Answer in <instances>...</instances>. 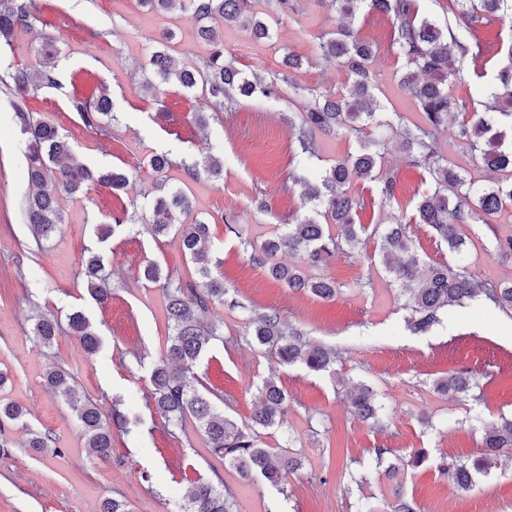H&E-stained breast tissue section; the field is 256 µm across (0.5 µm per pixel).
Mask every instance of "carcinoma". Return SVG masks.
<instances>
[{"label": "carcinoma", "instance_id": "carcinoma-1", "mask_svg": "<svg viewBox=\"0 0 512 512\" xmlns=\"http://www.w3.org/2000/svg\"><path fill=\"white\" fill-rule=\"evenodd\" d=\"M198 24V37L210 45V53L199 62L187 64L169 52L168 43L174 33L166 31L154 40L156 50L151 65L164 83H173L194 93H205L212 111L221 113L260 94L278 96L279 84L290 82L291 72L303 66V60L292 54L282 59L280 72L267 78L255 71H243L224 53L223 30L226 25L239 26L257 41H270L274 31L270 20L296 13L297 0H264L266 10L257 11V0H185ZM336 15L334 29L322 36L316 62L343 70L348 84L335 96L310 87H294L306 100L303 112L288 117L295 132L296 171L293 185L304 187L302 198L308 210L284 225L281 233L251 248L252 263L267 269L276 281L289 289L323 300L336 298L337 282L309 276L298 265H283L276 256L282 251L303 256L306 264L321 268L339 254H352L366 233L358 222L365 209L364 199L346 192V186L357 181L374 184L375 194L383 204L397 202V180L393 173L382 170L385 143L366 133V129L391 125L387 113L374 94L376 77L372 62L376 44L363 39L355 22L362 14L378 13L391 24L390 51L402 62L398 84L414 101L421 113L419 121L396 114L400 131L398 150L406 162L429 175L427 191L418 195L410 221L424 224L448 248L456 261L427 263L414 249L408 225L400 216L389 224H377L373 232L381 240L382 261L393 282L408 295L405 317L407 327L415 334L425 333L438 322L440 311L461 307L467 301L482 299L487 305L512 316V279L492 281L476 277L464 263L472 239L464 228L473 224H491V217L512 210V39L502 56L493 79L481 85L480 107H475L472 94L459 95L453 88L461 84L456 62L470 59L473 63L485 57L487 46L477 37L480 27L491 26L512 17V0H448V13L453 20L439 22L433 15L420 11L417 0H328ZM36 0H0V51L14 52L15 28L30 27L37 20ZM40 52L46 60L35 74L27 68L7 63L0 67V87L6 91L35 93L42 89H60L55 61L59 50L49 40L41 42ZM70 110L83 126L99 136L111 135L119 122L112 111V99L101 91L95 98L76 94L69 96ZM17 122L26 135L25 158L29 191L23 200V217L35 242L50 240L62 223L57 205L59 191L76 193L93 181L121 191L129 184L128 175L119 169L92 170L72 163L67 136L56 125L33 119L22 108L14 107ZM453 120L458 141L478 156L482 167L493 174L491 180L477 185L463 171L448 164L438 139V132ZM336 135L354 139L356 148L325 169L312 182L308 174L319 160L316 135ZM200 163L187 172L195 175L198 167L214 177H221L224 161L210 147H199ZM192 211V202L181 190L154 198L152 217L139 214L135 203L111 216L112 223L97 227L98 238L106 241L115 228L123 224L145 223L154 237L174 231L182 250L198 265L200 280L190 282L162 274L156 264L143 269L147 283H163L168 327L167 345L151 364V391L147 399L164 418L166 431L174 436L185 432L186 420H192L210 454L232 468L244 480H260L281 492L287 491L290 476L303 469L300 454L286 448H265L257 439V429H269L283 423L287 396L273 378L259 387V405L250 423L239 427L228 415L219 411L216 402L223 393L206 386L197 367L213 340L221 339L219 327L209 320L216 303L224 302L229 288L220 274L214 272L219 262L210 260L205 245L210 237L209 223L197 218L190 224L181 216ZM338 229L330 233L329 225ZM83 277L92 298L105 306L112 298L104 286L105 264L92 253L82 263ZM70 332L89 352L99 349L98 333L80 311L68 317ZM60 330L53 316L41 317L32 329L34 341L43 348L52 347ZM244 340L265 348L285 366L301 365L314 373H336L342 352L313 341L308 333L285 323L274 311L254 314L249 320ZM47 390L62 397L79 423L85 447L99 459L112 457V429L127 426V418L117 407L106 413L91 399L80 395L71 372L53 364L45 373ZM435 392L450 398L476 401L480 388L476 374L469 371L450 373L432 382ZM350 412L359 419L383 425V406L377 393L364 381L351 384ZM14 425L26 431L25 447L37 453H61L49 432L26 421L25 409L14 402H0V458L9 456L12 443L8 429ZM512 449V415L500 416L486 425L482 453L469 462L442 458L436 463L441 475L459 491L476 486V477L488 476L497 467L501 453ZM387 448H376L375 467L383 475L396 476V465L386 464ZM346 493L353 495L352 512H376L370 497L363 494L367 474L345 467ZM222 478L213 483L203 478L188 481L181 512H234V496ZM390 512H417L413 500L403 487H393Z\"/></svg>", "mask_w": 512, "mask_h": 512}]
</instances>
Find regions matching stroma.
<instances>
[{
    "label": "stroma",
    "mask_w": 512,
    "mask_h": 512,
    "mask_svg": "<svg viewBox=\"0 0 512 512\" xmlns=\"http://www.w3.org/2000/svg\"><path fill=\"white\" fill-rule=\"evenodd\" d=\"M33 29L16 28L11 62L28 70L42 67L37 36L53 37L61 54L56 71L62 90H43L22 97L0 92V369L11 379L0 397L23 406L29 421L49 431L62 455L25 449V433L12 428L16 444L10 457L0 458V512H99L104 498L125 499L132 512H179L188 480L221 474L236 498V512H349L341 473L349 462L369 470L374 451L390 449L393 462L415 449H426L430 460L399 474L418 512H512V476L492 472L476 487L460 492L436 470L443 457L467 461L483 450V423L512 412V317L482 302L450 310L424 335L410 333L404 323L405 295L392 283L380 260L376 239H368L365 257L332 260L324 275L337 279L336 299L321 300L273 281L265 268L253 265L241 242L261 243L294 215L302 214L300 187H287L293 169V131L288 115L303 102L282 90L280 97H257L210 120L200 132L194 118L211 110L208 99L173 84H159V96L146 93L132 79L133 67L148 63L151 39L174 30L172 43L185 62L198 61L208 47L196 37L188 12L173 8L155 13L138 0H37ZM334 22L319 0H298V11L280 20L275 42H258L236 26L225 28L224 49L244 70L269 76L279 71L284 53L316 57L318 37ZM363 38L374 41L378 54L379 100L387 111L417 120L419 109L399 88L401 62L390 51V23L371 14L359 18ZM109 90L120 117L111 136L97 137L70 112L67 94L80 96ZM35 118L58 125L67 135L76 163L90 168L122 169L134 183L133 195L116 194L89 184L74 194H61L62 224L50 241L27 257L18 245L32 237L21 211L29 190L25 171V139L15 119V106ZM389 149L385 165L399 182V206L383 205L372 183L358 181L351 193L363 196L366 226L388 223L393 211L412 214L426 175L406 166L395 147L397 135L376 129ZM207 136L224 161V176L206 172L188 176L187 165L199 157L200 136ZM173 160L163 183L148 172L150 155ZM180 188L191 198L195 215L210 221L213 258L230 288L213 319L223 338L214 342L199 373L207 386L224 394L228 415L237 423L250 418L258 388L275 377L288 394L282 425L264 429L268 448H289L304 457V470L292 479L287 493L260 482H245L210 456L196 430L172 437L158 430L161 416L148 408L150 362L165 349L169 334L166 300L161 285L147 284L140 272L156 263L163 273L191 281L197 266L181 249L177 235L153 237L143 224L116 228L106 241L95 235L96 224L136 198L138 211L148 215L161 187ZM269 209L254 210L255 197ZM470 247V266L481 278L512 275V256L494 252L493 234L512 233V213L502 212L492 226H478ZM104 258L112 299L98 305L81 275L88 251ZM373 288H363L365 279ZM81 310L97 330V352L83 349L70 332L60 333L53 346L38 347L32 338L35 318L50 313L66 322ZM277 311L282 320L302 326L314 341L343 353L336 376L311 374L299 366H280L267 351L243 339L249 318ZM65 365L82 394L110 410L120 403L128 418L126 431L114 433L112 456L100 460L87 454L75 417L66 404L48 392L44 374L51 363ZM451 370H469L481 379L480 398L466 403L439 396L432 380ZM372 384L386 406L384 429L355 418L348 407L346 383ZM482 421H474V413Z\"/></svg>",
    "instance_id": "35a3bbf8"
}]
</instances>
